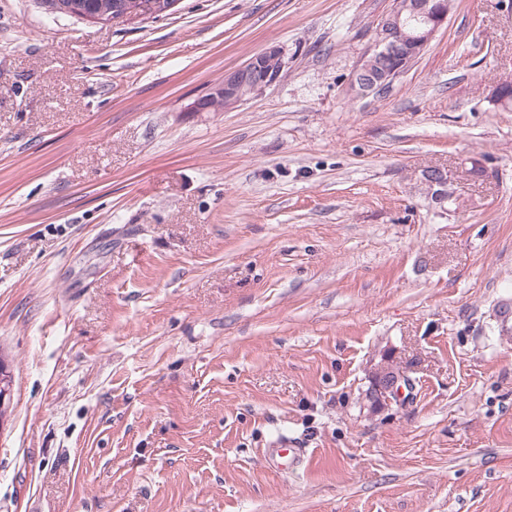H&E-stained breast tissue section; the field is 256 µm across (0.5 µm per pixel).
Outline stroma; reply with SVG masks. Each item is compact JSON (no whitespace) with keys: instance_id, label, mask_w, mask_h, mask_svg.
Returning <instances> with one entry per match:
<instances>
[{"instance_id":"obj_1","label":"stroma","mask_w":512,"mask_h":512,"mask_svg":"<svg viewBox=\"0 0 512 512\" xmlns=\"http://www.w3.org/2000/svg\"><path fill=\"white\" fill-rule=\"evenodd\" d=\"M392 4L0 0V512H512V11L454 0L357 93ZM271 43L279 82L190 111ZM141 0H126L119 9L124 16H133L135 13H140L144 10L146 13L152 12L153 14H163L169 11L178 0H154L147 8L145 4H140ZM424 179L429 187L434 190V200L444 211V203L447 202L448 192V178L446 172L441 168H433L425 172ZM396 371L400 372V369L394 368V367H390V368L387 367V369L383 370V372H382V375H383L382 379H386L389 376H393L396 373ZM404 378H405L404 373L400 372L399 374H396L394 377L386 380L383 389H381V391H380V393H382V395H380V393H379L380 401L382 403L391 402V401L397 400L401 397L402 390L405 386ZM309 458L308 448L297 441L285 438L277 448H269L267 462L279 469H301Z\"/></svg>"}]
</instances>
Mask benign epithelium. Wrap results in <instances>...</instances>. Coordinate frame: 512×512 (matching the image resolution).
<instances>
[{"label": "benign epithelium", "mask_w": 512, "mask_h": 512, "mask_svg": "<svg viewBox=\"0 0 512 512\" xmlns=\"http://www.w3.org/2000/svg\"><path fill=\"white\" fill-rule=\"evenodd\" d=\"M176 2L152 0L146 6L140 0H125L119 9L125 16H132L142 10L163 14ZM449 13L448 8L442 10L437 5H431V0H394L391 11L377 25L375 48L364 56L353 73L352 87L368 85V78L374 75L377 61L383 57L391 55L402 60L405 66H410L447 22ZM285 67L284 48L270 44L240 66L225 72L224 78L191 106V111L226 112L234 109L276 83ZM424 179L434 189L436 203L444 207L448 192L446 172L441 168H433L425 172ZM404 378L401 372L387 379L381 389L380 401L387 403L399 399L404 388ZM11 393L12 382L7 366L4 365L0 367V428L8 416Z\"/></svg>", "instance_id": "benign-epithelium-1"}]
</instances>
